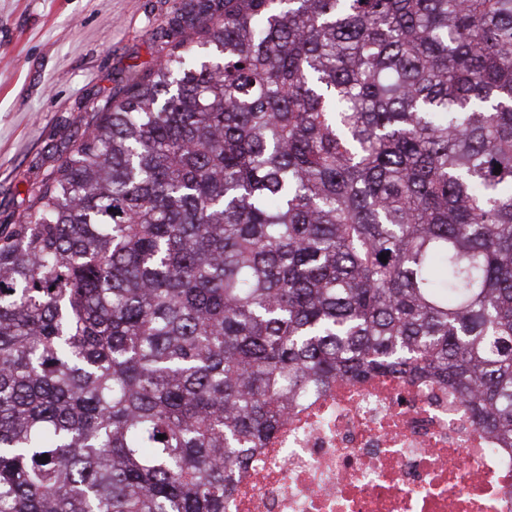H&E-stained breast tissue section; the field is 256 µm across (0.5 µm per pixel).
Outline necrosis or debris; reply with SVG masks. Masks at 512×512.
Instances as JSON below:
<instances>
[{
    "label": "necrosis or debris",
    "instance_id": "obj_1",
    "mask_svg": "<svg viewBox=\"0 0 512 512\" xmlns=\"http://www.w3.org/2000/svg\"><path fill=\"white\" fill-rule=\"evenodd\" d=\"M233 482L224 512H512V449L447 388L372 376L305 391Z\"/></svg>",
    "mask_w": 512,
    "mask_h": 512
}]
</instances>
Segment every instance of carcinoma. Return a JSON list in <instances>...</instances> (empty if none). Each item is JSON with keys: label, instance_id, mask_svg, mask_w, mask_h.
I'll list each match as a JSON object with an SVG mask.
<instances>
[{"label": "carcinoma", "instance_id": "cac0c4a2", "mask_svg": "<svg viewBox=\"0 0 512 512\" xmlns=\"http://www.w3.org/2000/svg\"><path fill=\"white\" fill-rule=\"evenodd\" d=\"M173 25L0 226V512H224L297 392L375 373L512 448V0Z\"/></svg>", "mask_w": 512, "mask_h": 512}]
</instances>
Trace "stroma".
Listing matches in <instances>:
<instances>
[{"mask_svg":"<svg viewBox=\"0 0 512 512\" xmlns=\"http://www.w3.org/2000/svg\"><path fill=\"white\" fill-rule=\"evenodd\" d=\"M190 0H0V225L16 223L93 112L159 64Z\"/></svg>","mask_w":512,"mask_h":512,"instance_id":"obj_1","label":"stroma"}]
</instances>
